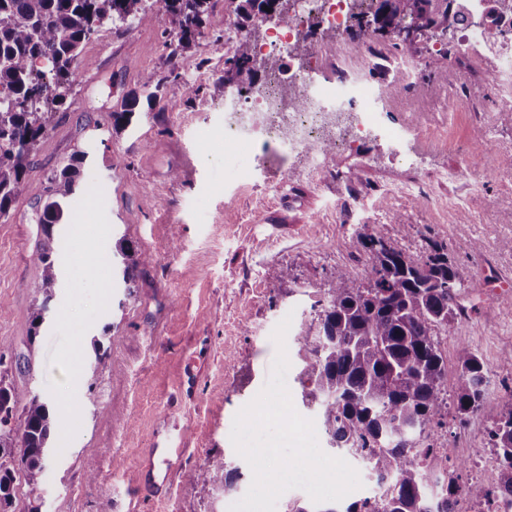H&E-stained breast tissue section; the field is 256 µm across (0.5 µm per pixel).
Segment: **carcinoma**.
Returning a JSON list of instances; mask_svg holds the SVG:
<instances>
[{
  "label": "carcinoma",
  "instance_id": "cac0c4a2",
  "mask_svg": "<svg viewBox=\"0 0 512 512\" xmlns=\"http://www.w3.org/2000/svg\"><path fill=\"white\" fill-rule=\"evenodd\" d=\"M177 41L169 44L168 61L191 48L212 4L211 0H163ZM457 0H374L371 11L360 15L363 28L372 17L382 35L399 36L433 31V40L448 36V3ZM239 24L251 34L254 18L270 11L285 22L281 0H224ZM150 20L143 0H0V219L10 215L23 194L32 154L70 92L74 66L85 44L97 32L98 22ZM262 64L253 59L248 41L237 42L224 61V83L240 88L254 85ZM166 78L148 73L142 94H132L112 112L113 127L129 125L139 97L160 100ZM78 151L47 178L37 250L38 277L32 293L48 301L57 287L54 228L65 223L78 189ZM361 245L372 259L367 282L356 285L344 270L325 292V304L307 330L296 337L305 373L322 393L319 416L330 447L362 462L371 476L390 486L383 498H367L319 507H297L295 512H448L455 484H443L438 493L426 462L446 405L444 357L439 332L448 331V317H457L453 304L458 291L448 282L457 278L444 247L434 244L424 255L397 249L374 236ZM122 280L135 283L150 257L120 244ZM465 373L459 377L455 408L463 416L476 412L482 402L483 364L469 348L457 353ZM12 417L0 427V512H11L23 487L38 488L49 461L53 417L49 402L34 396L19 405L14 388L0 378V415ZM499 465L486 481L468 489L476 500L491 501L512 493V408L489 431ZM224 475V493L235 490L237 470L222 456H210L192 474L208 484Z\"/></svg>",
  "mask_w": 512,
  "mask_h": 512
}]
</instances>
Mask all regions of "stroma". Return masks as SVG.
Listing matches in <instances>:
<instances>
[{"label": "stroma", "mask_w": 512, "mask_h": 512, "mask_svg": "<svg viewBox=\"0 0 512 512\" xmlns=\"http://www.w3.org/2000/svg\"><path fill=\"white\" fill-rule=\"evenodd\" d=\"M149 5L151 22L104 23L85 45L72 94L32 156L23 195L0 222V339L8 360L31 359L30 371L12 367L5 377L20 401L47 400L54 419L44 481L20 492L16 512H129L141 451L165 421L189 436V451L168 494L138 512H228L252 482L230 440L233 419L268 379L271 335L291 317L286 382L296 410L316 418V382L304 373L295 338L337 270L367 281L364 235L418 254L442 245L458 272L467 312L439 339L445 385L455 391L456 350L465 345L484 364V397L466 419L445 410L433 444L461 460L458 488L467 490L473 459L495 455L491 423L512 408V304L502 303L494 283L512 272V250L503 247L512 240V112L492 107L490 71L471 78L456 68L460 32L437 55L433 42L365 29L361 39L422 65L402 109L385 114L390 126L409 128L413 163H395L367 139L356 152L332 153L321 175L307 174L298 155L258 176L251 152L224 137L218 84L224 26L234 14L215 0L192 48L172 62L169 16L162 0ZM172 67L179 80H168ZM438 67L447 82L437 80ZM149 72L166 79L161 101L140 103L132 123L115 131L113 110ZM78 151L86 158L74 216L58 228L57 288L36 329L28 285L39 273L47 177ZM123 238L153 258L131 288L112 262ZM82 261L99 264L108 295L81 279ZM271 266L281 279L267 277ZM75 353L81 379L71 386ZM211 455L238 467L236 492L191 481Z\"/></svg>", "instance_id": "1"}]
</instances>
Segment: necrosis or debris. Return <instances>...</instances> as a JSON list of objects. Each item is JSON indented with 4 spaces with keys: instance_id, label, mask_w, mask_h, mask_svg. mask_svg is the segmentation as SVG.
Returning <instances> with one entry per match:
<instances>
[{
    "instance_id": "obj_1",
    "label": "necrosis or debris",
    "mask_w": 512,
    "mask_h": 512,
    "mask_svg": "<svg viewBox=\"0 0 512 512\" xmlns=\"http://www.w3.org/2000/svg\"><path fill=\"white\" fill-rule=\"evenodd\" d=\"M369 2L285 0L287 22L271 27L265 40L254 43L253 52L260 58L281 56L288 64L261 85L225 97V132L243 142L274 144L288 154L309 156L323 153L330 138L336 147L346 149L373 138L384 143L393 157L407 159L410 148L384 122L381 104L413 82L417 64L403 56L361 50L344 38L355 15ZM461 4V72L475 74L479 57L494 54L501 93L511 99L512 40L497 38L473 18L476 12L491 10L501 22L512 23V0H461ZM324 27L342 33V41L302 53L300 43L308 31ZM285 85L292 89V98L282 97Z\"/></svg>"
}]
</instances>
